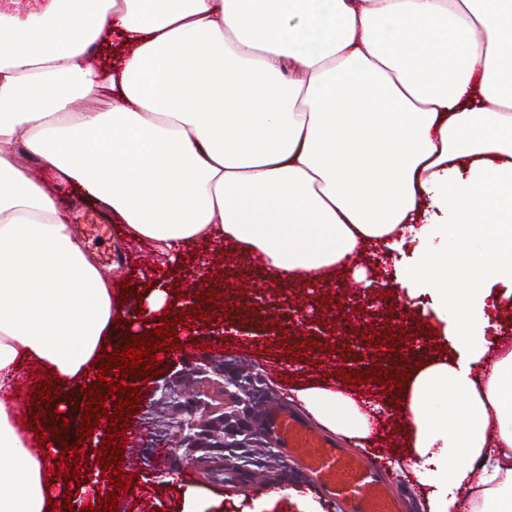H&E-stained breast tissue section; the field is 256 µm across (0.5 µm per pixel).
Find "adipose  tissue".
I'll list each match as a JSON object with an SVG mask.
<instances>
[{
	"label": "adipose tissue",
	"mask_w": 512,
	"mask_h": 512,
	"mask_svg": "<svg viewBox=\"0 0 512 512\" xmlns=\"http://www.w3.org/2000/svg\"><path fill=\"white\" fill-rule=\"evenodd\" d=\"M118 65L89 57L110 36ZM108 110H101V103ZM161 265L230 242L275 285L319 283L365 244L428 294L452 357L399 389L423 512H512V0H0V512H50L57 449L17 412L31 372L93 388L112 281L59 187ZM290 401L372 443L322 382ZM505 288L500 287L498 289L501 298L500 310L497 314L495 324L497 325V332L504 341V345L512 347V297L510 299H504ZM509 300H511V306H508ZM509 322L508 326L505 323Z\"/></svg>",
	"instance_id": "1"
}]
</instances>
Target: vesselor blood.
Listing matches in <instances>:
<instances>
[{"mask_svg":"<svg viewBox=\"0 0 512 512\" xmlns=\"http://www.w3.org/2000/svg\"><path fill=\"white\" fill-rule=\"evenodd\" d=\"M263 420L278 446L302 461L325 497L348 503L350 512H398L376 462L349 455L277 407H266Z\"/></svg>","mask_w":512,"mask_h":512,"instance_id":"vessel-or-blood-1","label":"vessel or blood"}]
</instances>
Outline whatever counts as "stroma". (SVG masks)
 I'll return each mask as SVG.
<instances>
[{
  "mask_svg": "<svg viewBox=\"0 0 512 512\" xmlns=\"http://www.w3.org/2000/svg\"><path fill=\"white\" fill-rule=\"evenodd\" d=\"M143 246L123 239L120 225H113L112 237L91 246L95 258L104 252L122 258L119 268L110 269L115 295L131 291L124 305L115 307L113 335L141 334L133 322L138 296L143 290L141 276L155 273L166 280L168 290L194 293L204 314L195 319L192 308L183 307L169 333L175 346L191 348L192 357L200 358L204 348L223 356L224 344L238 336L251 341L238 357L225 358V371L241 370L259 376L271 392V405L288 409L287 398L292 388L308 379L326 373L358 378L365 372L395 376L408 363H418L436 356V342L426 324L413 313L393 319L395 309L403 307L402 293H379L355 282L352 274H337L317 288L297 285L278 288L279 308H261L262 322L248 325L235 316H223V307L236 304L251 306L253 297L246 287L268 289L262 274L252 267L232 245H207L191 249L171 272L157 269L155 257L140 259ZM130 289H123V281ZM222 281L220 297L208 299L204 289L214 281ZM223 318L224 334L213 333L215 318ZM405 332L394 352L381 349L380 336ZM191 357V358H192ZM189 360V359H188ZM188 360L173 357L160 360V375L151 377L141 368L129 374L142 400L133 410L132 422L142 430V444L127 446L122 466L125 472L139 474L135 492L119 495L118 512H136L139 500L150 503L153 512H180L187 491H195L206 503L205 512H254L262 495L277 493L272 512H298L289 495L290 489L309 493L321 512H347L343 503L327 499L312 486L301 463L276 448L274 443L255 440L243 448L224 451V481L217 482L202 474L182 459V453L170 447L165 435L168 415L159 400L161 385L175 381L188 366Z\"/></svg>",
  "mask_w": 512,
  "mask_h": 512,
  "instance_id": "35a3bbf8",
  "label": "stroma"
}]
</instances>
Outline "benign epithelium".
<instances>
[{"mask_svg": "<svg viewBox=\"0 0 512 512\" xmlns=\"http://www.w3.org/2000/svg\"><path fill=\"white\" fill-rule=\"evenodd\" d=\"M219 386L216 392L204 389V383ZM229 384L245 395L251 393L253 378L241 373H224V360H213L208 356L200 359L177 381V389L164 390L161 403L171 407L173 413L168 424L173 447L183 450V459L191 464L200 463L196 453L209 448H237L236 437L250 436L256 432L240 428H224L231 415L224 412V385Z\"/></svg>", "mask_w": 512, "mask_h": 512, "instance_id": "1", "label": "benign epithelium"}]
</instances>
